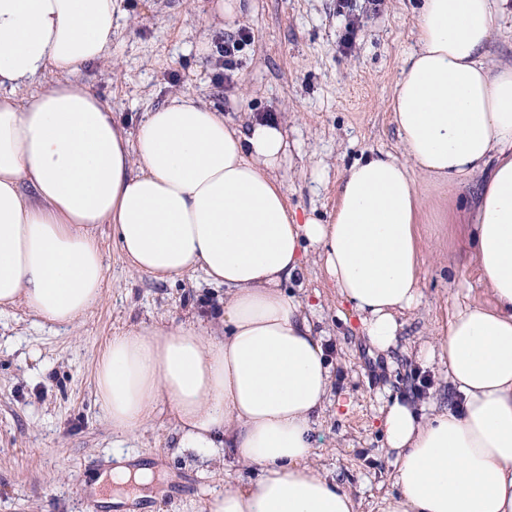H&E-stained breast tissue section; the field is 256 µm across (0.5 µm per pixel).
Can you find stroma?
<instances>
[{
  "label": "stroma",
  "instance_id": "stroma-1",
  "mask_svg": "<svg viewBox=\"0 0 512 512\" xmlns=\"http://www.w3.org/2000/svg\"><path fill=\"white\" fill-rule=\"evenodd\" d=\"M212 0H117L112 56L82 72L127 130L175 93L199 97L240 122L274 114L285 122L291 162L282 171L288 206L328 219L340 174L374 151L400 154L390 99L401 61L414 46L416 0H382L360 14L355 47L342 53L346 21L337 0H244L233 26L204 23ZM251 38L221 77L226 37ZM209 52L198 56V41ZM419 227L431 249L422 265L421 305L403 318L397 347L371 353L362 325L316 262L289 291L324 331L334 378L317 427L313 464L351 490L360 512H376L395 492L396 452L383 446L381 410L392 397L445 405L451 388L442 367L417 357L422 343L443 335L454 312L487 300L475 259L454 220L467 189L415 176ZM105 274L99 300L78 322L62 327L21 306L0 312V512H88L96 476L127 459L163 479L136 505H99L97 512H209L225 485L256 480L230 449L208 458L178 449L169 409L136 433L113 432L95 395V366L112 336L139 325L194 321L223 288L202 273L170 283L134 271L112 227L95 230Z\"/></svg>",
  "mask_w": 512,
  "mask_h": 512
}]
</instances>
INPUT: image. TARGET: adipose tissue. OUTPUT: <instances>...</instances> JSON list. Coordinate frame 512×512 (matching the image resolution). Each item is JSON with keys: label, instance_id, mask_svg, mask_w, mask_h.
<instances>
[{"label": "adipose tissue", "instance_id": "adipose-tissue-1", "mask_svg": "<svg viewBox=\"0 0 512 512\" xmlns=\"http://www.w3.org/2000/svg\"><path fill=\"white\" fill-rule=\"evenodd\" d=\"M114 2L0 0V306L80 319L102 291L101 224L138 272H202L225 289L218 328L136 326L102 351L96 392L113 430L137 432L166 404L179 447L229 448L259 467L211 512H358L311 463L332 373L320 331L283 285L316 259L370 345L389 352L399 314L422 298L414 176L465 183L461 219L490 300L458 309L418 351L446 367L452 401L388 403L398 492L382 512H512V63L487 60L506 0H419L391 99L403 154L351 164L326 222L288 207L289 144L275 117L236 125L179 93L126 130L79 77L110 56ZM41 76V91L12 96ZM153 482L152 469L119 465L93 489L111 504Z\"/></svg>", "mask_w": 512, "mask_h": 512}]
</instances>
